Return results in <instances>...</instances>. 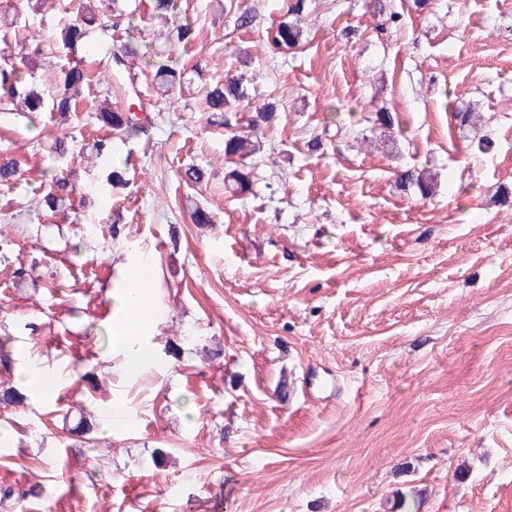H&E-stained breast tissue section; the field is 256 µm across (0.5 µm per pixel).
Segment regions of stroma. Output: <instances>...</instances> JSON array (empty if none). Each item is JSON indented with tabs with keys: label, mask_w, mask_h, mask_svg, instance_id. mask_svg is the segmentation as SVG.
Returning <instances> with one entry per match:
<instances>
[{
	"label": "stroma",
	"mask_w": 512,
	"mask_h": 512,
	"mask_svg": "<svg viewBox=\"0 0 512 512\" xmlns=\"http://www.w3.org/2000/svg\"><path fill=\"white\" fill-rule=\"evenodd\" d=\"M289 2L175 0L196 37L172 45L146 0H69L98 21L73 56L44 53L37 86L62 90L81 59L77 111L0 116L20 171L0 181V337L23 351L0 388L26 362L59 373L0 403V488L30 492L0 512H396L399 491L416 512H512V0H308L282 51L265 30ZM131 13L138 46L172 49L169 92L139 59L129 97L98 76L121 41L101 22ZM20 18L13 62L64 15L25 0ZM231 77L243 101L209 111ZM128 102L144 128L110 136L100 104ZM267 106L232 193L224 142ZM383 106L388 138L367 121ZM105 137L115 187L92 151ZM52 167L78 188L55 212ZM409 168L432 174L429 197L398 183ZM146 257L156 322L145 373L126 375L107 331L124 265Z\"/></svg>",
	"instance_id": "stroma-1"
}]
</instances>
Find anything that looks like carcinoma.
<instances>
[{
    "label": "carcinoma",
    "instance_id": "1",
    "mask_svg": "<svg viewBox=\"0 0 512 512\" xmlns=\"http://www.w3.org/2000/svg\"><path fill=\"white\" fill-rule=\"evenodd\" d=\"M306 9V0H294L288 9L293 19L278 23L274 33L266 34L267 42L277 49H290L299 45L304 38L301 15ZM94 20L95 17L87 14L67 20L64 23V36L61 43L52 47V50L75 52L78 42L84 37L85 25ZM136 31L135 18L130 16L124 28L126 41L121 44L122 59L118 61L113 59L106 63L109 71L115 73L118 78L128 67V60L135 55L132 40ZM170 36L179 44H188L194 39L195 33L191 24L179 22L172 28ZM23 49L27 50V56L22 58L21 65L18 66L7 60L0 64V97L3 98V107L0 111L24 117L35 116L40 112L65 114L76 111V98L83 86L91 82L90 73L77 64L69 67L63 72L64 93L48 101L36 90L33 82L34 63L43 53L41 43L34 39L24 44ZM143 58L146 64L155 69L156 84L164 88L168 87L175 78L176 61L172 60V55L155 47L146 49ZM240 97L239 82L229 81L224 84V87H216L210 91L208 106L222 112ZM97 120L107 127L113 136L127 134L140 128V118L135 113L119 107L98 110ZM257 150L259 147L252 140L250 133H234L225 141L224 153L228 159L237 158L244 162ZM399 182L404 187L416 189L423 198L432 192V179L421 170L408 169L401 172ZM75 190V185L69 183L65 177L57 173L52 174L49 178V191L45 195L46 206L50 211H55L66 199L75 194Z\"/></svg>",
    "mask_w": 512,
    "mask_h": 512
}]
</instances>
